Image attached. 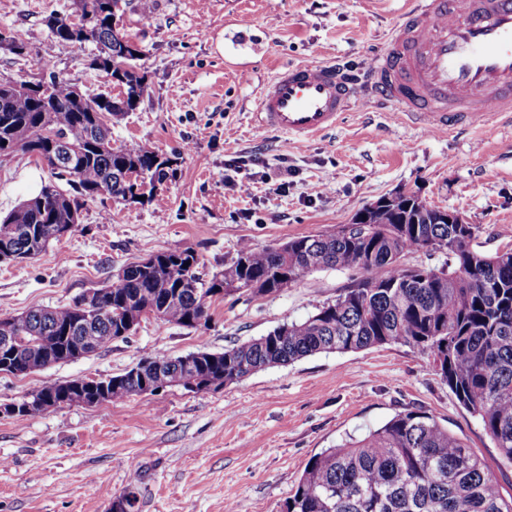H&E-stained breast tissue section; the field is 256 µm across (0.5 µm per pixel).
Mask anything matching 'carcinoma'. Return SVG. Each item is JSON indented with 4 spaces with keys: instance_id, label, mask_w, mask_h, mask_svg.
<instances>
[{
    "instance_id": "1",
    "label": "carcinoma",
    "mask_w": 512,
    "mask_h": 512,
    "mask_svg": "<svg viewBox=\"0 0 512 512\" xmlns=\"http://www.w3.org/2000/svg\"><path fill=\"white\" fill-rule=\"evenodd\" d=\"M89 42L91 65L118 92L112 112L90 100L72 98L71 84L49 73L46 96L37 91L0 92V158L16 152L45 156L54 181L0 218V254H40L52 240L73 231L68 206L110 199L115 205L138 202L137 184L128 174L138 168L150 181L169 178L170 159L154 149L112 142L108 118L119 119L140 103V79L116 78L112 59L137 65L133 41L112 28L132 0H76ZM53 35L70 44L71 16L52 15ZM63 181L70 190L61 189ZM477 224H448L416 196L371 214V223L352 224L313 236L294 237L256 250L242 247L221 279H204L188 249L166 250L124 268V278L94 293L96 309L76 300L41 308L11 320L0 318L28 340L9 360L32 372L59 363L57 353L74 341L96 350L126 329L112 314L151 307L156 319L193 327L209 317L216 290L231 295L255 286L256 294H275L310 273L336 268L357 275L332 303L303 322H285L264 336L205 351L183 368L180 358L146 355L135 369L108 381L110 400L144 393L153 370H185L193 382L224 378L240 381L258 370L283 366L321 352H355L399 343L427 353L458 402L480 423L503 459L512 463V246L492 255L476 248ZM441 253L443 264L405 269L401 257L412 251ZM50 337L49 355L30 345ZM286 512H512L485 463L448 428L414 410L395 414L361 440L346 442L312 457L288 498Z\"/></svg>"
}]
</instances>
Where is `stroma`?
<instances>
[{
	"instance_id": "35a3bbf8",
	"label": "stroma",
	"mask_w": 512,
	"mask_h": 512,
	"mask_svg": "<svg viewBox=\"0 0 512 512\" xmlns=\"http://www.w3.org/2000/svg\"><path fill=\"white\" fill-rule=\"evenodd\" d=\"M405 0H148L125 30L145 52L147 93L112 125L116 142L169 158L173 175L150 202L118 206L112 221L87 202L71 235L23 263L0 264V317L63 306L116 281L127 264L189 249L203 273L222 272L242 245L255 249L349 224L363 207L399 189L481 227L482 251L512 244V127L435 134L395 105L359 99L339 127L303 140L252 120L255 98L279 67L336 61L359 74L400 20ZM75 0H0V80L51 71L88 96L110 94L92 68L93 44L57 40L46 21ZM249 15L252 40L233 47L235 16ZM51 178L36 156L0 161V217ZM288 179L287 193L274 185ZM251 182V195L235 185ZM330 185L324 195L315 186ZM336 269L265 296L216 300L193 328L144 320L105 349L24 377L0 375V404L44 383L107 378L148 354L178 358L223 351L301 322L347 288ZM419 410L462 438L503 496L504 461L479 422L435 372L428 355L402 344L324 352L257 371L210 391L180 386L96 407L63 405L17 420L0 417V512H110L128 486L138 512H281L309 459L364 436L396 413Z\"/></svg>"
}]
</instances>
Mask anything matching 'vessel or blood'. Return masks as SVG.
<instances>
[{
	"label": "vessel or blood",
	"instance_id": "b4317fda",
	"mask_svg": "<svg viewBox=\"0 0 512 512\" xmlns=\"http://www.w3.org/2000/svg\"><path fill=\"white\" fill-rule=\"evenodd\" d=\"M363 94L432 131L512 125V0H408L366 83L332 62L292 64L264 86L254 120L313 137L335 129Z\"/></svg>",
	"mask_w": 512,
	"mask_h": 512
}]
</instances>
